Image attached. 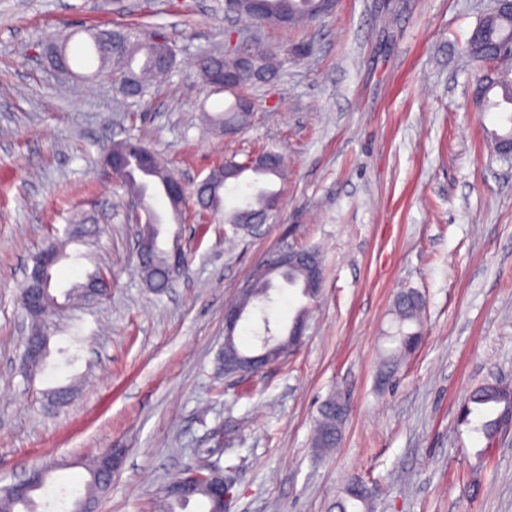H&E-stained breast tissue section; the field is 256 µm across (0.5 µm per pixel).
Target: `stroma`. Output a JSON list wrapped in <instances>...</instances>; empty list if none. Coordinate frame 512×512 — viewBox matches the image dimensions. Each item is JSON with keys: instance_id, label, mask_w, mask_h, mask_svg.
I'll return each instance as SVG.
<instances>
[{"instance_id": "35a3bbf8", "label": "stroma", "mask_w": 512, "mask_h": 512, "mask_svg": "<svg viewBox=\"0 0 512 512\" xmlns=\"http://www.w3.org/2000/svg\"><path fill=\"white\" fill-rule=\"evenodd\" d=\"M490 8L338 0L331 17L280 30L230 23L224 0H0V488L52 467L36 512H60L53 495L82 488V460L119 448L96 512H158L166 485L203 463L236 464L229 512H331L354 479L378 488L374 512H512V431L489 444L459 422L472 390L512 386V160L481 130L462 52ZM125 24L163 33L175 50L146 104L85 80L95 69L86 28ZM230 30L239 49H273L284 66L245 88L253 114L225 133L201 112L232 97L206 93L195 59L223 51ZM52 41L67 42L73 74L50 64ZM301 44L307 54H292ZM126 137L188 182L225 157L279 148V207L243 239L222 223L162 225L160 246L179 243L189 267L155 294L137 271L129 194L101 163ZM77 216L99 231L68 246L56 281L66 290L100 268L111 289L54 317L47 366L29 380L26 270ZM287 243L320 251V298L277 282L236 336L254 346L305 305L299 343L258 373L218 375L225 307ZM407 289L424 300L421 341L383 386L393 302ZM73 325L81 341L68 366L59 350ZM72 382L70 401L52 404L48 390ZM333 393L349 412L339 445L323 452L311 432Z\"/></svg>"}]
</instances>
